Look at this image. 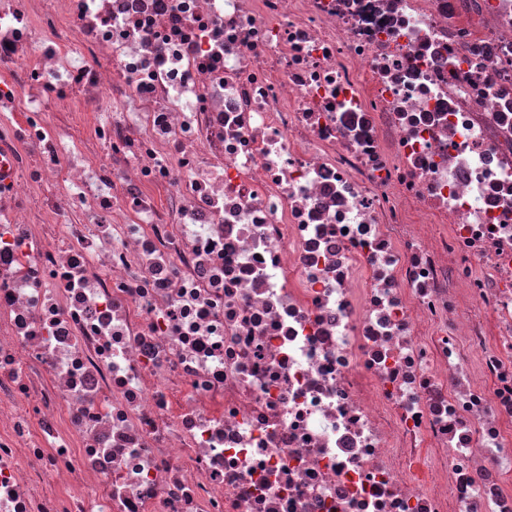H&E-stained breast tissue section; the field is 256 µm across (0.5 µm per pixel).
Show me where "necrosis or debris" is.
Returning a JSON list of instances; mask_svg holds the SVG:
<instances>
[{"label":"necrosis or debris","instance_id":"4bbe7bcc","mask_svg":"<svg viewBox=\"0 0 512 512\" xmlns=\"http://www.w3.org/2000/svg\"><path fill=\"white\" fill-rule=\"evenodd\" d=\"M0 512H512V0H0Z\"/></svg>","mask_w":512,"mask_h":512}]
</instances>
